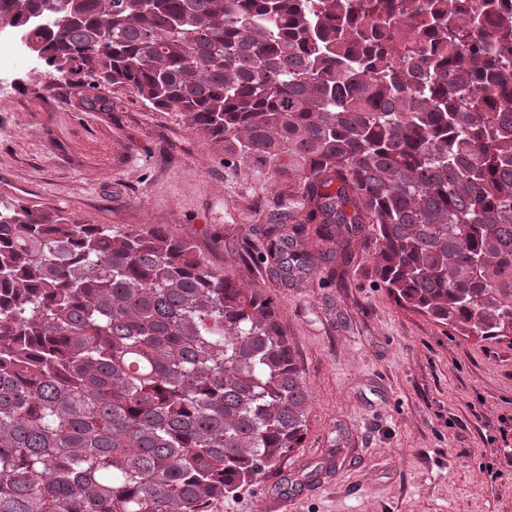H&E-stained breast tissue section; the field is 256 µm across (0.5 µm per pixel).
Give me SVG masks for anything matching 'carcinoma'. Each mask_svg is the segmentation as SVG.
Returning a JSON list of instances; mask_svg holds the SVG:
<instances>
[{"label": "carcinoma", "mask_w": 512, "mask_h": 512, "mask_svg": "<svg viewBox=\"0 0 512 512\" xmlns=\"http://www.w3.org/2000/svg\"><path fill=\"white\" fill-rule=\"evenodd\" d=\"M0 3L94 101L130 90L280 180L281 287L370 245L399 305L512 334L509 0ZM306 433L267 292L161 226L0 209V512H209Z\"/></svg>", "instance_id": "1"}]
</instances>
